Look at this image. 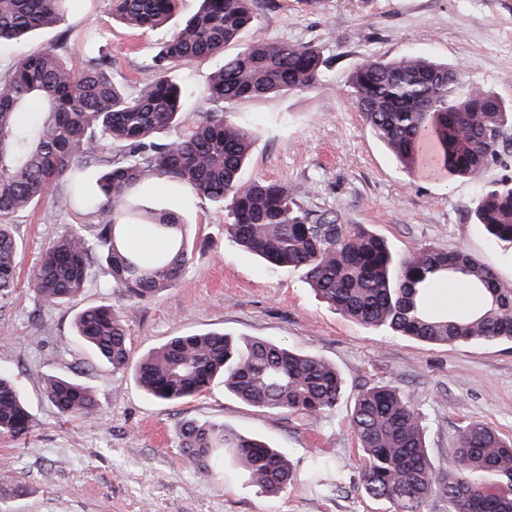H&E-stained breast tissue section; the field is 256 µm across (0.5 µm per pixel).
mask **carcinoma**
<instances>
[{
	"mask_svg": "<svg viewBox=\"0 0 512 512\" xmlns=\"http://www.w3.org/2000/svg\"><path fill=\"white\" fill-rule=\"evenodd\" d=\"M71 0H0V42L18 40L61 23ZM112 17L137 29L165 25L177 0H111ZM254 0H200L156 56L153 81L134 95L112 83L110 62L94 57L81 69L64 59L62 46L30 54L0 72V300L15 288L21 245L12 216L34 209L64 178L103 168L99 192L81 200L95 224H67L43 252L32 286L45 306L81 294L104 266L111 285L133 298L173 287L186 270L188 224L172 209L147 205L159 176L227 206L226 233L241 249L276 271L301 270L330 307L392 336L448 345L512 342V288L464 249L419 246L404 255L334 210H307L280 181L242 180L253 145L252 128L237 112H200L174 138L157 134L180 123L190 93L171 71L207 57H223L204 97L219 104L325 90L321 51L308 43L252 41L232 57L224 47L254 26ZM462 67L413 54L387 61L374 56L356 66L350 95L369 129L409 171L426 147L438 173L485 184L473 213L503 249H512V110L478 84H460ZM124 143L122 157L112 142ZM148 224L165 242L150 261L141 259L129 230ZM458 282L479 298L466 312L433 308L432 289ZM76 336L114 370L132 368L142 390L174 404L215 382L254 407L316 420L341 400L343 378L324 358L286 344L220 332L173 336L129 365L128 336L110 304L88 307L75 319ZM47 399L66 417L91 418L99 398L85 383L60 376L45 381ZM33 415L15 382L0 372V437L30 434ZM350 428L361 450L364 489L393 512H424L438 496L448 512H512V497L495 492L512 484V441L485 423H470L441 464L427 453L417 409L390 385L362 388ZM193 468L213 476L224 458L236 460L250 482L278 494L293 481L282 451L216 422L188 420L177 431Z\"/></svg>",
	"mask_w": 512,
	"mask_h": 512,
	"instance_id": "obj_1",
	"label": "carcinoma"
}]
</instances>
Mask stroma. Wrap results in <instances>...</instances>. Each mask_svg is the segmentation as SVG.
<instances>
[{"instance_id": "stroma-1", "label": "stroma", "mask_w": 512, "mask_h": 512, "mask_svg": "<svg viewBox=\"0 0 512 512\" xmlns=\"http://www.w3.org/2000/svg\"><path fill=\"white\" fill-rule=\"evenodd\" d=\"M254 10L258 25L246 41L318 45L333 89L233 104L250 116L255 134L246 179L286 182L302 207L335 210L400 253L421 245L465 249L493 269L501 287L512 288V252L492 242L472 214L479 183L409 173L347 94L363 57L414 52L461 65L464 83L511 105L512 0H256ZM170 32L167 25L137 30L114 21L111 0H71L61 26L1 43L0 71L61 43L76 66L95 50L110 57L113 82L133 94L152 81ZM218 63L201 59L174 72L191 93L185 121L205 110L198 93ZM66 192L57 186L36 210L12 219L22 249L15 288L0 301V369L13 374L36 426L24 440L0 439V472L19 490L0 499V512H391L364 491V462L349 428L355 394L373 385L398 387L418 409L433 461H443L473 422L512 439V343L428 345L348 319L316 297L301 272H270L230 242L222 207L163 177L154 203L178 210L194 241L177 284L140 300L108 288L102 273L73 301L44 306L30 280L43 250L64 225L92 221L82 207L63 205ZM107 303L124 321L132 358L186 333L263 337L334 364L344 398L314 422L244 404L220 383L178 404L158 402L131 370L95 364L76 339L77 311ZM54 375L95 390V418L58 412L42 391ZM187 420L221 422L283 449L293 484L275 496L262 493L230 460L223 477L196 473L178 446L177 429ZM324 456L331 467L313 482L312 466Z\"/></svg>"}]
</instances>
